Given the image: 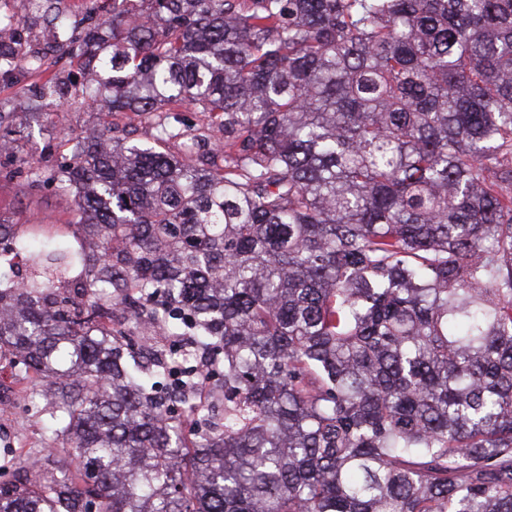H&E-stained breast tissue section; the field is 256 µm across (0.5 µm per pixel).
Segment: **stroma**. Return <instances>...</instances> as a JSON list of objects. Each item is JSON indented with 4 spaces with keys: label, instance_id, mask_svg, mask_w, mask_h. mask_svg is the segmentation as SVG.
Here are the masks:
<instances>
[{
    "label": "stroma",
    "instance_id": "1",
    "mask_svg": "<svg viewBox=\"0 0 512 512\" xmlns=\"http://www.w3.org/2000/svg\"><path fill=\"white\" fill-rule=\"evenodd\" d=\"M40 78L21 71L0 79V108L13 113L9 124L0 126V142L9 146L0 156V221L24 224L38 220L46 224H65L71 218V199L53 188L29 190L19 167L38 160L53 166L61 160L65 138L83 133L85 128L118 127L132 139L152 142L159 119L154 112H115L107 104L90 109L80 104H52L32 111L25 102L34 98ZM0 381L14 384L13 404L0 410V476L8 477L13 459L21 452L45 447L48 434L36 417L25 412L21 398L25 387L14 382V370L0 367Z\"/></svg>",
    "mask_w": 512,
    "mask_h": 512
}]
</instances>
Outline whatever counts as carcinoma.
Segmentation results:
<instances>
[{
	"mask_svg": "<svg viewBox=\"0 0 512 512\" xmlns=\"http://www.w3.org/2000/svg\"><path fill=\"white\" fill-rule=\"evenodd\" d=\"M96 4L89 98L224 164L165 121L27 163L75 231L0 224L50 432L0 512H512V0Z\"/></svg>",
	"mask_w": 512,
	"mask_h": 512,
	"instance_id": "1",
	"label": "carcinoma"
}]
</instances>
